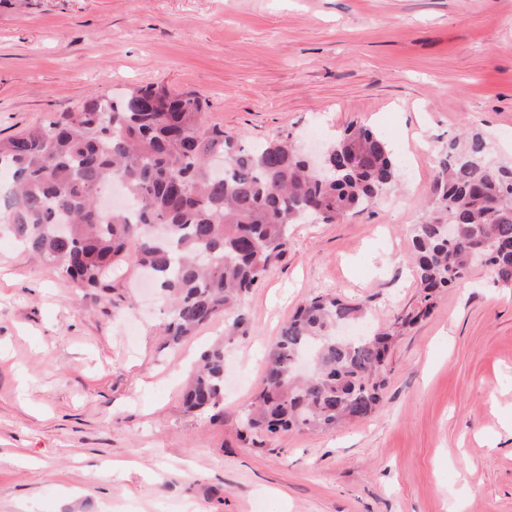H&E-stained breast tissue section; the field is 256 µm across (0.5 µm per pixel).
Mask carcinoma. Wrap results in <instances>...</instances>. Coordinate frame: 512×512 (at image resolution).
I'll list each match as a JSON object with an SVG mask.
<instances>
[{
	"instance_id": "cac0c4a2",
	"label": "carcinoma",
	"mask_w": 512,
	"mask_h": 512,
	"mask_svg": "<svg viewBox=\"0 0 512 512\" xmlns=\"http://www.w3.org/2000/svg\"><path fill=\"white\" fill-rule=\"evenodd\" d=\"M191 92L132 88L121 99L91 93L79 106L0 139L11 176L0 225L22 249L81 288L115 289L129 256L152 273L167 301L166 345L175 347L222 315L244 321L242 298L288 251V227L331 224L367 210L397 186L388 143L350 126L327 148L348 164L330 175L309 167L288 139L251 147L203 121ZM118 180L126 210L103 211L97 195ZM457 225L448 238L445 226ZM423 301L475 264L512 286V159L475 134L441 152L435 198L409 228ZM366 309L339 296L308 299L267 352V368L242 426L258 437L332 429L368 417L388 383L394 333L348 343L336 330ZM224 398V346L203 354L183 395L187 412Z\"/></svg>"
}]
</instances>
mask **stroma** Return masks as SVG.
Returning a JSON list of instances; mask_svg holds the SVG:
<instances>
[{
	"label": "stroma",
	"mask_w": 512,
	"mask_h": 512,
	"mask_svg": "<svg viewBox=\"0 0 512 512\" xmlns=\"http://www.w3.org/2000/svg\"><path fill=\"white\" fill-rule=\"evenodd\" d=\"M131 84L195 93L248 145L368 126L398 185L291 225L243 325L175 349L134 260L116 303L0 232V512H512V288L483 266L399 331L368 418L261 446L242 426L303 301L336 294L377 328L419 306L408 228L440 150L465 129L512 157V0H0V138ZM218 344L222 417L183 413Z\"/></svg>",
	"instance_id": "1"
}]
</instances>
